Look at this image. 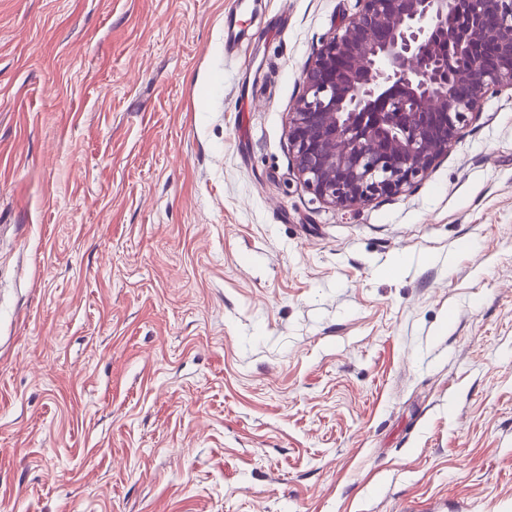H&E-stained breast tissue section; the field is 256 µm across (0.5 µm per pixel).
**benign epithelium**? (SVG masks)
<instances>
[{"label":"benign epithelium","instance_id":"1","mask_svg":"<svg viewBox=\"0 0 512 512\" xmlns=\"http://www.w3.org/2000/svg\"><path fill=\"white\" fill-rule=\"evenodd\" d=\"M303 68L288 142L341 208L401 192L448 153L490 90L512 89V0H361Z\"/></svg>","mask_w":512,"mask_h":512}]
</instances>
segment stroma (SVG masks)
Masks as SVG:
<instances>
[{"instance_id":"1","label":"stroma","mask_w":512,"mask_h":512,"mask_svg":"<svg viewBox=\"0 0 512 512\" xmlns=\"http://www.w3.org/2000/svg\"><path fill=\"white\" fill-rule=\"evenodd\" d=\"M359 8L0 0V512H512V91L325 203L288 114Z\"/></svg>"}]
</instances>
